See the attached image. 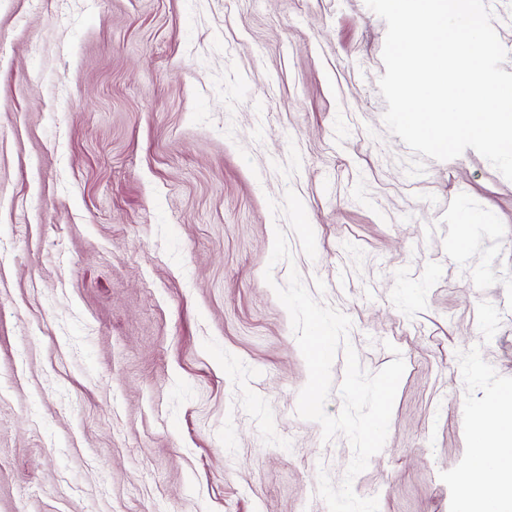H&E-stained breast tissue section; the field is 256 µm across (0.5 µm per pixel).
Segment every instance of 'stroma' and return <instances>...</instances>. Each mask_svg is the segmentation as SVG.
I'll return each instance as SVG.
<instances>
[{
	"label": "stroma",
	"instance_id": "stroma-1",
	"mask_svg": "<svg viewBox=\"0 0 512 512\" xmlns=\"http://www.w3.org/2000/svg\"><path fill=\"white\" fill-rule=\"evenodd\" d=\"M386 31L365 0H0V512H328L353 449L297 414L293 267L365 371L405 362L354 492L461 512L512 386V181L470 148L409 175Z\"/></svg>",
	"mask_w": 512,
	"mask_h": 512
}]
</instances>
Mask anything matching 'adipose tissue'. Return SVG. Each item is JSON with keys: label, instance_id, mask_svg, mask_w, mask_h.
Here are the masks:
<instances>
[{"label": "adipose tissue", "instance_id": "adipose-tissue-1", "mask_svg": "<svg viewBox=\"0 0 512 512\" xmlns=\"http://www.w3.org/2000/svg\"><path fill=\"white\" fill-rule=\"evenodd\" d=\"M489 416L472 424L482 457L460 484L464 512H512V389L489 401Z\"/></svg>", "mask_w": 512, "mask_h": 512}]
</instances>
